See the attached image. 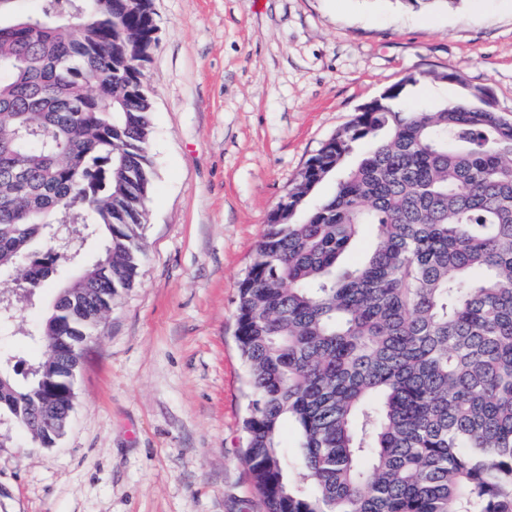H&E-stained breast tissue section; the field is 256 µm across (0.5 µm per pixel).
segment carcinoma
<instances>
[{"label": "carcinoma", "mask_w": 512, "mask_h": 512, "mask_svg": "<svg viewBox=\"0 0 512 512\" xmlns=\"http://www.w3.org/2000/svg\"><path fill=\"white\" fill-rule=\"evenodd\" d=\"M41 3L0 20V271L24 267L33 298L58 258L36 245L64 224L105 239L57 292L98 288V305L51 306L31 336L48 348L63 324L96 335L137 276L158 26L152 0ZM404 90L308 159L238 283L244 458L269 512H512V120L483 88L425 112L398 106ZM366 226L370 251L346 263ZM56 369L50 353L8 375L0 412L29 416Z\"/></svg>", "instance_id": "cac0c4a2"}]
</instances>
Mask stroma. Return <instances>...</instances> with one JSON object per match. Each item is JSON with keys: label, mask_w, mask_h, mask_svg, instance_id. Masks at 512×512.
Instances as JSON below:
<instances>
[{"label": "stroma", "mask_w": 512, "mask_h": 512, "mask_svg": "<svg viewBox=\"0 0 512 512\" xmlns=\"http://www.w3.org/2000/svg\"><path fill=\"white\" fill-rule=\"evenodd\" d=\"M145 69L154 177L131 288L76 372L64 434L44 446L0 416V512H267L244 461L248 370L237 284L307 160L365 103L409 77L406 107L487 88L512 119V0L413 9L399 0H153ZM103 247L77 244L0 330L27 336L58 286Z\"/></svg>", "instance_id": "35a3bbf8"}]
</instances>
